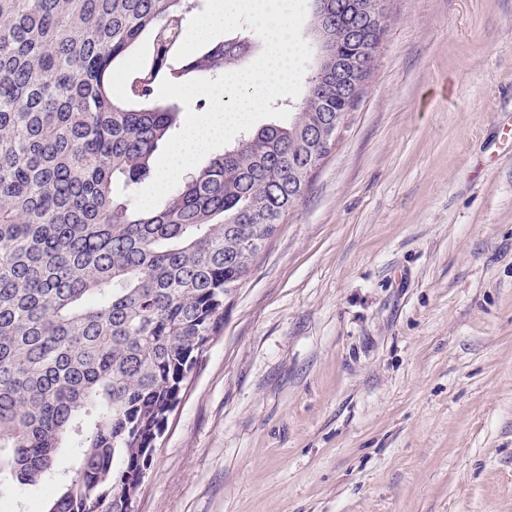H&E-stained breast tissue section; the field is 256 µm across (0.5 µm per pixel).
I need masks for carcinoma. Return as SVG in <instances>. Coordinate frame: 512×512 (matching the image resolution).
Segmentation results:
<instances>
[{
	"instance_id": "obj_1",
	"label": "carcinoma",
	"mask_w": 512,
	"mask_h": 512,
	"mask_svg": "<svg viewBox=\"0 0 512 512\" xmlns=\"http://www.w3.org/2000/svg\"><path fill=\"white\" fill-rule=\"evenodd\" d=\"M311 76L286 123L244 132L135 210L181 107L164 80L217 76L249 36L176 52L199 0H0V493L69 475L46 512H133L224 296L330 154L369 78L377 0H312ZM148 38L123 90L115 68Z\"/></svg>"
}]
</instances>
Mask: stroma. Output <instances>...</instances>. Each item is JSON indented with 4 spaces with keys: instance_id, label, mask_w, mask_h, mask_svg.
<instances>
[{
    "instance_id": "obj_1",
    "label": "stroma",
    "mask_w": 512,
    "mask_h": 512,
    "mask_svg": "<svg viewBox=\"0 0 512 512\" xmlns=\"http://www.w3.org/2000/svg\"><path fill=\"white\" fill-rule=\"evenodd\" d=\"M135 512H512V0H386Z\"/></svg>"
}]
</instances>
